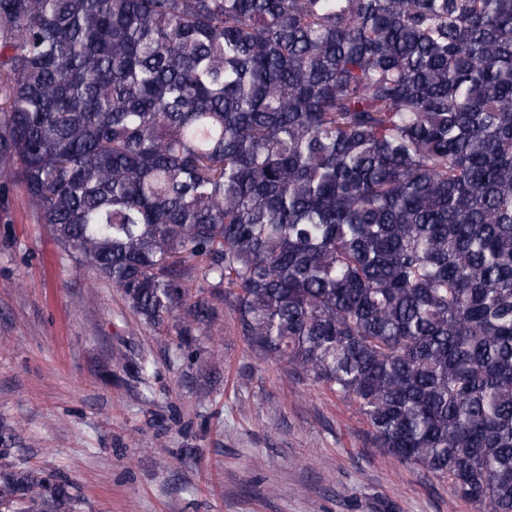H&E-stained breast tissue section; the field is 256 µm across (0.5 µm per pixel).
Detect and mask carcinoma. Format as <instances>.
<instances>
[{
	"instance_id": "1",
	"label": "carcinoma",
	"mask_w": 512,
	"mask_h": 512,
	"mask_svg": "<svg viewBox=\"0 0 512 512\" xmlns=\"http://www.w3.org/2000/svg\"><path fill=\"white\" fill-rule=\"evenodd\" d=\"M2 174L144 323L229 307L512 512V0H0ZM0 508L79 503L7 467Z\"/></svg>"
}]
</instances>
